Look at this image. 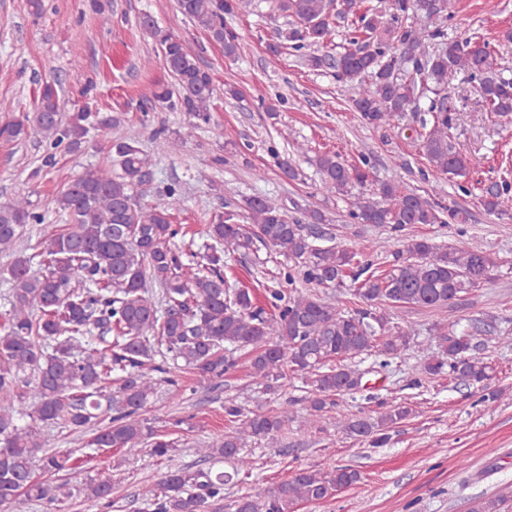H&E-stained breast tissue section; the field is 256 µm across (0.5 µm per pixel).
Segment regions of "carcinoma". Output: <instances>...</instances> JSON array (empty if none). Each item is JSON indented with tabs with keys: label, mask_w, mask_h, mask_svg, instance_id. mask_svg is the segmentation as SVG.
Masks as SVG:
<instances>
[{
	"label": "carcinoma",
	"mask_w": 512,
	"mask_h": 512,
	"mask_svg": "<svg viewBox=\"0 0 512 512\" xmlns=\"http://www.w3.org/2000/svg\"><path fill=\"white\" fill-rule=\"evenodd\" d=\"M382 5L352 21L366 35L365 45L337 57L309 55L320 69L332 64L337 81L361 119L374 127L395 128L409 112L428 104L431 119L422 121L420 148L433 170L455 178L467 177L465 159L453 150L448 116V72L463 70L479 80L482 97L496 115L512 119V79L502 76L495 50L473 34L462 43L448 41L444 22L448 0H381ZM180 12L210 41L237 58L246 45L224 16L245 13L252 0H177ZM355 0H277V9L292 18L280 37L299 52L333 42L339 20H347ZM421 16L428 24L406 23ZM140 27L159 45L173 84L154 93V102L178 108L192 120L177 137L158 147L172 154L195 136L198 122H209L213 80L179 37L145 15ZM62 87L57 81L39 88L34 110L20 116L0 100V140L45 142V164L57 152H80L90 129L112 127V117L92 111L85 102L69 116L62 112ZM139 135L113 143L112 154L72 180L55 197L58 213L68 224L41 240L32 253L17 255L6 269L11 283L9 331L0 336V505L24 496L62 509L71 497L64 483L37 481L33 470L44 447L40 424L90 430V445L119 448L135 455L147 448L163 458L174 443L157 436L143 412L156 386H179L176 373L191 369L202 382L221 380L236 366L233 353L245 350L250 375L275 391L288 377L302 379L310 426L336 399L359 388L354 359L373 353L380 366L400 356L411 344L410 325L391 321L386 308L415 306L441 310L460 294L481 286L499 267L497 255L478 244L443 248L431 239L408 238L394 248L390 236L364 249L320 246L309 226L326 222L312 210L305 219L289 218L272 196H252L240 208L248 223H237L234 212L215 214L198 251L181 250L174 242L179 229L171 210L180 202L176 184L166 188V201L142 202L137 187L147 170ZM321 188L343 194L372 176L370 161L350 165L336 153L316 157ZM480 204L489 214L512 212V186L494 184L482 192ZM351 217L401 232L414 224H462L468 212L443 207L407 192L392 181L378 183L375 192L355 203ZM29 196L19 194L0 203V252L11 249L26 224L44 223ZM264 246L285 259L280 277L285 288L266 289L269 314L253 303L248 288L224 277V255L249 256ZM389 253L390 268L371 270V257ZM313 287L301 290L296 277ZM358 302L353 312L339 309V294ZM475 336L462 332L443 336L440 352L420 366L415 381L444 373L468 386L492 378L493 368L476 355ZM32 381L20 389L21 375ZM413 414L402 402L392 403L374 417L338 423L349 436L373 448L385 446L390 432ZM29 417L24 427L16 421ZM231 430L197 449L201 460L237 459L228 473L208 468L168 470L159 482L142 490L144 512H222L224 486L249 474L240 457L249 438L277 442L292 417L288 410L255 413L233 402L224 404ZM53 474L74 469L70 454L41 458ZM362 479L351 466L330 469L301 467L262 500L244 495L235 512H294L300 502H320ZM87 498L111 503L112 478L86 484ZM504 496L476 503L470 512H501Z\"/></svg>",
	"instance_id": "carcinoma-1"
}]
</instances>
